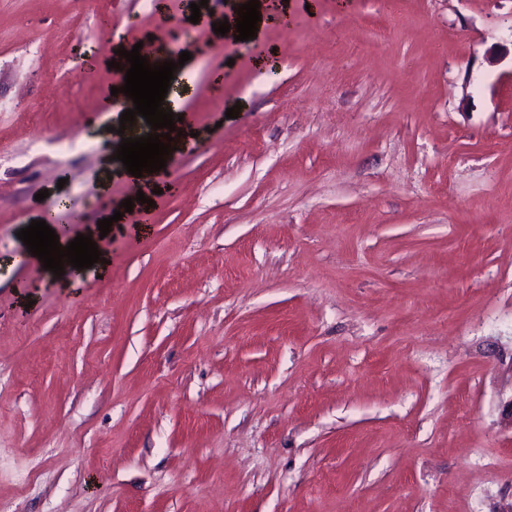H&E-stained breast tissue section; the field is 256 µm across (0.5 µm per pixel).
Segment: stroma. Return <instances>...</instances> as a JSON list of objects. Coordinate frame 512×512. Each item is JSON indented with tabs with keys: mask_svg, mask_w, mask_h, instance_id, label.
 Here are the masks:
<instances>
[{
	"mask_svg": "<svg viewBox=\"0 0 512 512\" xmlns=\"http://www.w3.org/2000/svg\"><path fill=\"white\" fill-rule=\"evenodd\" d=\"M190 3L0 0V512H500L512 0H292L237 43ZM183 33L192 136L108 274L17 262L60 201L74 236L134 199L114 50ZM100 260H98V263H94L92 268H86L83 270H76V268H73L70 263L64 262V271L65 274L57 277L52 273V271L46 270V272L49 274L50 277L54 279H59L64 285L66 286H73L75 284L80 283L83 279L87 278L91 273H93L97 277H104L107 272L110 265V261L108 258L103 256L102 254L99 256ZM103 258H106V261H108V264L101 263V260Z\"/></svg>",
	"mask_w": 512,
	"mask_h": 512,
	"instance_id": "1",
	"label": "stroma"
}]
</instances>
